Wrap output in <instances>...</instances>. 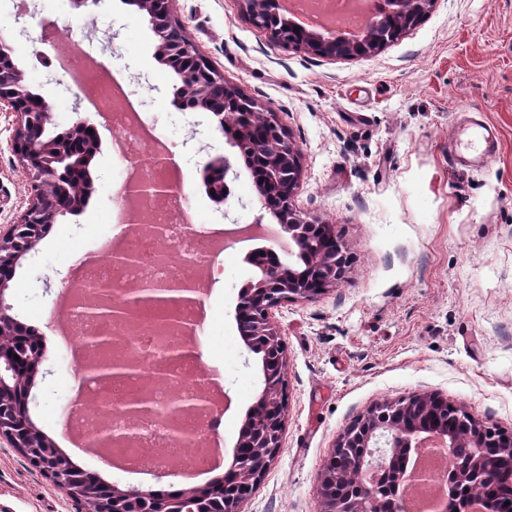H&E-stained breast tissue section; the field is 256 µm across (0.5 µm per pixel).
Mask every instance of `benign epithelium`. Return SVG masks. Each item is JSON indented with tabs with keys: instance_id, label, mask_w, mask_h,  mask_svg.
I'll return each mask as SVG.
<instances>
[{
	"instance_id": "obj_1",
	"label": "benign epithelium",
	"mask_w": 512,
	"mask_h": 512,
	"mask_svg": "<svg viewBox=\"0 0 512 512\" xmlns=\"http://www.w3.org/2000/svg\"><path fill=\"white\" fill-rule=\"evenodd\" d=\"M249 23L268 34L276 45L287 47L278 31L262 25L271 17L292 30L299 27L300 46L315 55L326 58H351L371 55L396 40L404 32L416 27L429 13L434 0H383V16L374 24H362L354 36L348 38L332 28L316 30L296 25L285 19L282 0H245ZM137 10L150 17L157 38V60L176 77L174 96L177 102L188 97L189 110L203 114L218 123L234 155L243 154L242 145L251 141L258 118L275 127V131L258 146L256 154L263 160L264 175L253 178L260 214L256 223L278 224L293 243L291 259L283 262L269 247L250 254L249 261L260 276L240 290L235 309L237 325L247 323L250 330L239 331L247 352L257 356L262 384L249 407L233 449V460L221 478L224 488L238 485L251 491L263 476L269 463L281 448L286 421L287 402L282 395L287 367L283 342L270 310L283 302L310 300L336 285L346 271L351 256L344 242L336 238L334 226L307 217L293 203L297 185L280 193L279 203H270L271 188L277 185L279 171L288 167L301 179L300 153L280 128L274 114L263 113L254 99L239 88L224 85V95L213 94V85L223 82L213 67L192 70L186 67L191 57H199L197 46L186 40L171 44L163 38L162 25L172 19L171 0H129ZM17 116L14 136L15 154L27 172L31 198L18 221L4 234L0 233V439L25 456L30 462L70 498L88 506V512H126L131 501L143 500L147 512H238L240 502L223 499L213 491V485L204 484L181 489L174 498H158L150 490L139 487L122 489L97 479L78 468L55 448V443L33 424L29 415L34 378L41 363V355L31 351L40 341V333L22 336L20 322L11 314L6 292L19 261L32 252L59 217L76 214L87 204L91 179L72 180L60 173L58 163L75 154L91 157L98 148L97 133L87 119H79L64 133L52 130L51 108L48 102L29 89L23 70L12 55V48L0 35V111ZM203 181L212 199L223 204L232 196V184L237 172L229 157L207 162L202 170ZM171 186L163 179L151 177L126 185L130 194L163 197ZM275 256L274 262L264 254ZM112 265L127 268L139 262L136 249L111 254ZM190 292L200 295V289L181 282L135 285L125 288L122 297L114 298L112 284L100 282L88 290V318L110 327H134L142 306L154 304L170 308L169 316L176 318L175 306L182 298L166 297V292ZM84 344L105 355V358L83 368L85 377L100 388H108L115 381L139 379L148 375L153 382L164 381L168 362L191 356L186 345L169 349L151 367H145L139 357L110 356L117 339L102 331L84 338ZM443 399L433 393H418L408 398L383 401L359 415L339 438L335 450L360 448L356 469L351 476L361 492L347 496L338 490L344 477L324 471L320 475L319 497L321 512H385V498L379 496L381 472L397 460L408 459L425 442V436H434L444 448H454L466 441L475 452L470 460L457 468L463 480L480 485L483 474L499 468H512V448L495 457L485 448L486 423L475 419L464 407L455 403L448 406L457 410L461 427L450 431L431 424L427 415ZM150 393L129 399L121 411L128 421L127 435L115 436L101 429L91 437L95 447H106L123 441L132 442L135 427L142 414L152 410Z\"/></svg>"
}]
</instances>
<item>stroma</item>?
<instances>
[{
    "instance_id": "1",
    "label": "stroma",
    "mask_w": 512,
    "mask_h": 512,
    "mask_svg": "<svg viewBox=\"0 0 512 512\" xmlns=\"http://www.w3.org/2000/svg\"><path fill=\"white\" fill-rule=\"evenodd\" d=\"M173 17L225 82L274 113L301 152L294 204L333 224L351 252L336 286L272 311L287 356L288 411L281 448L241 512H319V477L338 438L374 404L434 392L476 419L512 432V0H435L424 21L376 54L324 58L283 48L245 17L244 0H173ZM28 54L18 64L52 107L54 130L86 118L98 131L87 206L52 225L17 267L8 301L43 336L30 415L73 463L121 487L151 475L88 461L58 418L75 399L81 369L52 343L58 294L76 278L77 255L115 235L105 223L126 164L112 129L76 109L64 71L33 76L38 53L75 43L125 77L143 118L176 154L187 202L205 223L247 225L259 213L252 179L239 169L224 206L199 174L230 153L207 117L179 109L174 75L157 62L155 36L127 0L75 9L71 0H33ZM499 141L490 159L448 161V141L470 119ZM16 117L0 112V230L31 196L12 150ZM256 239L217 259L204 296V345L226 395L223 462L231 464L242 420L261 386L235 321L240 289L257 269ZM0 512H84L50 478L0 441Z\"/></svg>"
}]
</instances>
